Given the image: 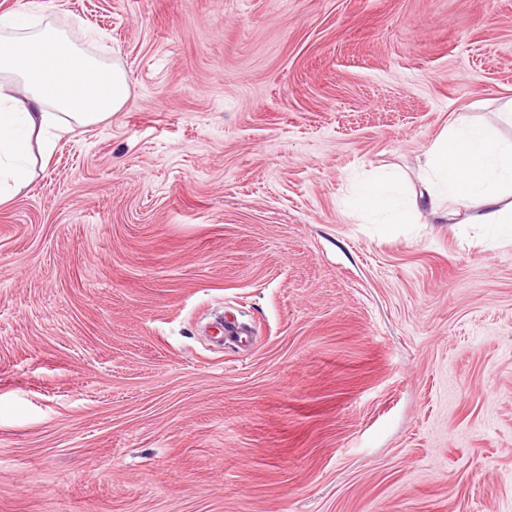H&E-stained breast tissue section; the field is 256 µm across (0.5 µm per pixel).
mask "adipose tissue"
<instances>
[{
	"label": "adipose tissue",
	"instance_id": "1",
	"mask_svg": "<svg viewBox=\"0 0 512 512\" xmlns=\"http://www.w3.org/2000/svg\"><path fill=\"white\" fill-rule=\"evenodd\" d=\"M87 32L49 21L43 0H24L0 15V204L26 189L38 160L49 159L54 132L109 119L130 97L124 69L84 47ZM424 189L411 207L398 204L399 179L363 187L360 202L392 223L442 220L446 202L472 209L467 221L512 240V141L462 117L433 141L421 165Z\"/></svg>",
	"mask_w": 512,
	"mask_h": 512
}]
</instances>
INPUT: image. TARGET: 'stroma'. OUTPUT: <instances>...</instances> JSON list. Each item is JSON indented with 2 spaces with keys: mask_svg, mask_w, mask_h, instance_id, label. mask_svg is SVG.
I'll return each instance as SVG.
<instances>
[{
  "mask_svg": "<svg viewBox=\"0 0 512 512\" xmlns=\"http://www.w3.org/2000/svg\"><path fill=\"white\" fill-rule=\"evenodd\" d=\"M45 3L130 98L0 205V512H512V244L351 204L512 140V0Z\"/></svg>",
  "mask_w": 512,
  "mask_h": 512,
  "instance_id": "1",
  "label": "stroma"
}]
</instances>
